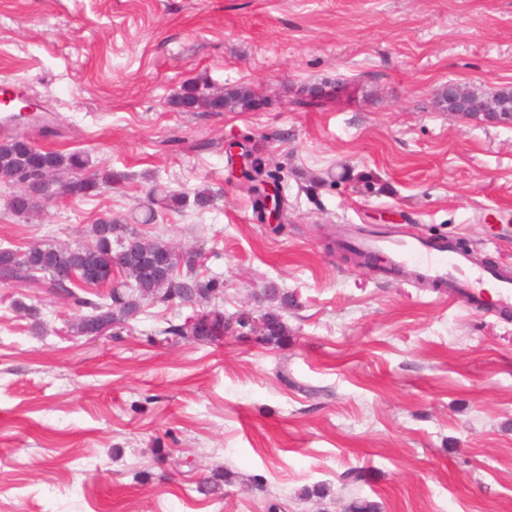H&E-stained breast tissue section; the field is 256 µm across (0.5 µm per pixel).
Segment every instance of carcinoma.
<instances>
[{
  "label": "carcinoma",
  "instance_id": "obj_1",
  "mask_svg": "<svg viewBox=\"0 0 512 512\" xmlns=\"http://www.w3.org/2000/svg\"><path fill=\"white\" fill-rule=\"evenodd\" d=\"M179 107L188 109L203 108L209 112H220L224 109L238 108L242 111L256 107L258 100L255 93L248 88H239L222 95H204L194 87H187L175 100ZM88 160L79 152L63 153L52 149H43L33 145L22 137H11L0 141V181L15 186L32 173H38L50 179L55 198L85 197L104 186L121 181L122 176L103 170L88 177L82 176ZM43 196L36 186L19 189L11 199V210L18 215H26L35 211L42 203ZM185 198L169 195L158 189H152L145 205L143 223L154 221L156 209L179 208ZM94 240L75 247H61L51 243L36 244L27 249H0V280L13 282H36L44 277L49 287L73 299L74 303L91 309L87 315L81 316L72 323L70 328L81 330L87 327L106 325L111 321L112 312L121 316L125 322L135 316L139 305L137 302L146 299L161 302H180L191 294L202 300L213 295L212 283H202L193 276L192 268H187L184 275L173 272L165 284L161 285L154 273L146 270L149 260L138 253H132L125 261L123 273L128 268L140 269L137 279L122 281L116 285L108 278L104 255L112 251V231L104 230L103 223L94 225ZM103 285L111 284L110 302L90 301L80 296L75 288L79 284ZM264 321L265 340L278 343L285 336V326L281 315L274 311L262 315Z\"/></svg>",
  "mask_w": 512,
  "mask_h": 512
}]
</instances>
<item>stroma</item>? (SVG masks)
Returning a JSON list of instances; mask_svg holds the SVG:
<instances>
[{"label":"stroma","instance_id":"stroma-1","mask_svg":"<svg viewBox=\"0 0 512 512\" xmlns=\"http://www.w3.org/2000/svg\"><path fill=\"white\" fill-rule=\"evenodd\" d=\"M1 80L38 109L0 139L124 179L24 217L0 183V247L88 243L158 185L186 205L134 230L201 252L216 291L89 341L71 299L0 281V512H512V312L336 245L351 224L451 235L512 269V234L479 220L512 216V126L435 105L512 85V0H0ZM189 85L258 105L175 106ZM231 143L280 180L282 223L257 220ZM215 307L220 341L165 339ZM218 468L223 495L199 493Z\"/></svg>","mask_w":512,"mask_h":512}]
</instances>
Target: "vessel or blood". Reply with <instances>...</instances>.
<instances>
[{"instance_id": "vessel-or-blood-1", "label": "vessel or blood", "mask_w": 512, "mask_h": 512, "mask_svg": "<svg viewBox=\"0 0 512 512\" xmlns=\"http://www.w3.org/2000/svg\"><path fill=\"white\" fill-rule=\"evenodd\" d=\"M352 246L362 255L382 260L385 273L406 274L452 295L467 292L475 307L493 300L512 311V274L490 269L460 250L452 237H422L351 228Z\"/></svg>"}]
</instances>
